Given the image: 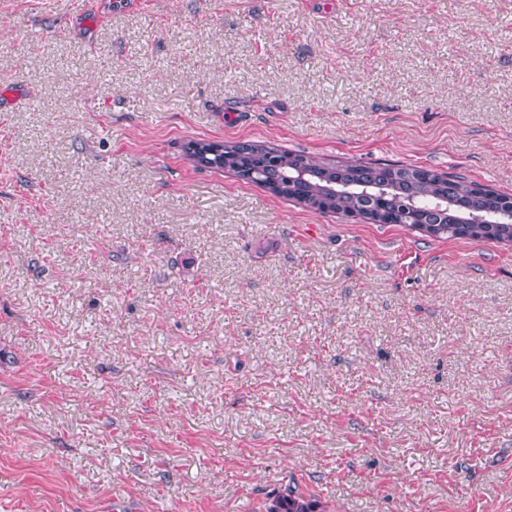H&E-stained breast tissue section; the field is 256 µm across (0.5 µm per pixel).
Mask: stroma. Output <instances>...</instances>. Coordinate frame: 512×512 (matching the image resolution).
Here are the masks:
<instances>
[{
  "instance_id": "obj_1",
  "label": "stroma",
  "mask_w": 512,
  "mask_h": 512,
  "mask_svg": "<svg viewBox=\"0 0 512 512\" xmlns=\"http://www.w3.org/2000/svg\"><path fill=\"white\" fill-rule=\"evenodd\" d=\"M0 512H512V244L189 142L512 197V0H0ZM196 146V168L228 170L243 181L264 186L277 182L284 186L278 195L294 200L307 208L345 214H371L373 224H406L419 217L429 224H406L430 237L448 239L460 237L466 224V237L502 243L512 242V210L500 204L510 197L484 190L468 183L463 177L441 175L413 166L359 163L324 165L303 152L279 151L256 141L222 142L221 160L206 153L214 144L209 140L191 142ZM189 144V145H190ZM190 148L195 150V146ZM273 153L269 164H257L260 154ZM212 159L213 163L206 160ZM275 162H272V161ZM297 168L308 172L307 182L287 187L288 177ZM239 169L249 171L246 176ZM252 172L253 174H250ZM373 195L381 196L387 204L384 215L377 217ZM389 218V222L385 218ZM266 512H324V510L318 499L289 490L286 494L274 497L268 503Z\"/></svg>"
}]
</instances>
